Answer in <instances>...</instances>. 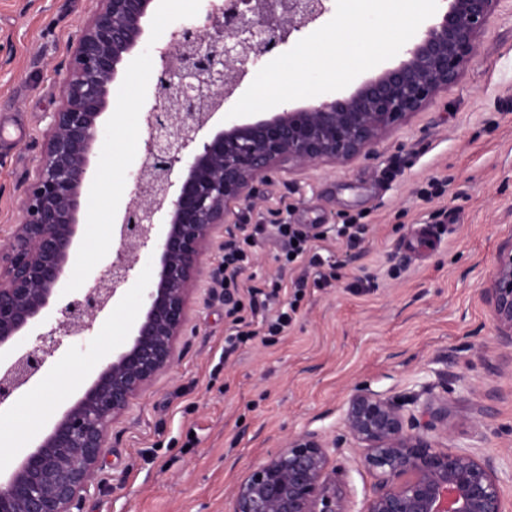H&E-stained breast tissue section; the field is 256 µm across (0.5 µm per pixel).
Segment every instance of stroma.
I'll list each match as a JSON object with an SVG mask.
<instances>
[{
    "mask_svg": "<svg viewBox=\"0 0 512 512\" xmlns=\"http://www.w3.org/2000/svg\"><path fill=\"white\" fill-rule=\"evenodd\" d=\"M207 0H160L145 23L104 116L91 160L94 183L67 286L92 287L118 245L115 223L127 175L142 162L139 106L152 99L151 49ZM95 0H0V126L23 135L0 142V245L19 222V202L36 173L48 115L60 104L59 65ZM251 215L262 225L233 293L276 285L274 307L295 305L283 333L225 353L240 313L224 301L214 273L224 247L203 258L172 370L157 377L111 427L81 512H231L243 474L304 430L336 443L334 463L355 500L374 484L343 414L354 387L406 398L433 388L448 400L446 448H472L498 469L512 512V347L498 339L480 290L512 235V0H498L459 81L441 90L368 154L279 173ZM315 234V251L338 276L315 282L307 260L285 263L274 220ZM366 231L348 243L338 225ZM434 241L415 247L420 227ZM137 277L85 349L61 354L38 383L0 411V467L30 452L112 355L131 339L143 284Z\"/></svg>",
    "mask_w": 512,
    "mask_h": 512,
    "instance_id": "obj_1",
    "label": "stroma"
}]
</instances>
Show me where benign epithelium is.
I'll return each mask as SVG.
<instances>
[{
	"mask_svg": "<svg viewBox=\"0 0 512 512\" xmlns=\"http://www.w3.org/2000/svg\"><path fill=\"white\" fill-rule=\"evenodd\" d=\"M159 0H97L66 61L61 105L50 113L21 219L0 250V409L24 394L67 346L92 335L141 253L159 257L129 346L112 357L35 449L0 479V512H74L106 451L109 428L131 401L176 362L202 259L234 208L243 221L259 185L285 169L344 164L455 84L474 57L496 0H438L437 21L407 46L406 59L349 97L283 109L253 123L232 119L203 131L252 72L290 40L317 29L333 0H208L197 18L153 49L154 100L143 106L140 167L115 234L119 245L87 290L50 318L62 290L122 67L143 43ZM182 177L174 179L175 171ZM497 336L512 346V236L481 288ZM366 449L375 483L352 499L330 443L316 432L291 437L237 483L231 512H506L494 466L448 450V399L409 410L384 391L357 387L344 414Z\"/></svg>",
	"mask_w": 512,
	"mask_h": 512,
	"instance_id": "7a95c632",
	"label": "benign epithelium"
}]
</instances>
